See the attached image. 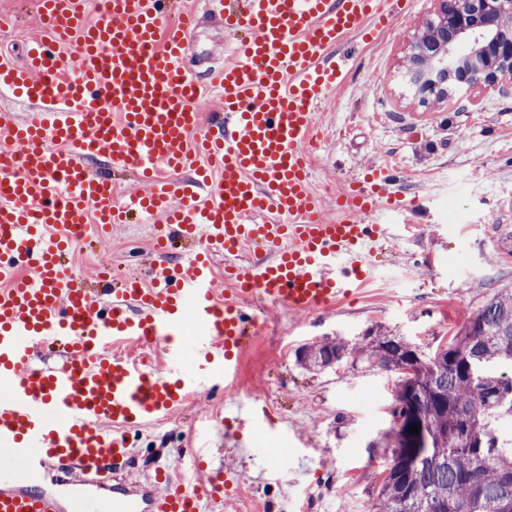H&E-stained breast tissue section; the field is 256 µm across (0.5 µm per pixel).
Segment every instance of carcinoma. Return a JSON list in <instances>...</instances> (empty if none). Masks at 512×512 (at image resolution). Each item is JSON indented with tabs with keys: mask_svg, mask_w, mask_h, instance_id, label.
<instances>
[{
	"mask_svg": "<svg viewBox=\"0 0 512 512\" xmlns=\"http://www.w3.org/2000/svg\"><path fill=\"white\" fill-rule=\"evenodd\" d=\"M346 352L340 341H323L304 346L299 362L322 369ZM368 355L382 367H412L433 448L432 456H409L393 470L380 485L375 512H512V438L499 433L501 422L512 423V378L497 370L512 365V294L491 299L430 359L380 332L370 338Z\"/></svg>",
	"mask_w": 512,
	"mask_h": 512,
	"instance_id": "1",
	"label": "carcinoma"
}]
</instances>
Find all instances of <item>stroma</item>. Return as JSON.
Masks as SVG:
<instances>
[{
  "mask_svg": "<svg viewBox=\"0 0 512 512\" xmlns=\"http://www.w3.org/2000/svg\"><path fill=\"white\" fill-rule=\"evenodd\" d=\"M437 10V0H406L388 33L370 42L351 36L348 71L316 116L327 141L311 150L312 187L323 193L327 218L336 216L337 193L376 165L399 168L397 192L417 203L406 223L373 214L395 226L376 257L378 278L327 310L261 307L265 325L242 353L234 384L197 394L167 425L133 433L137 476L180 466L188 445L208 433L216 462L242 483L226 512H238L244 498L260 508L290 493L307 499L308 512H373L395 450L403 375L368 360L370 335L400 337L429 357L488 301L512 292V80L421 106L403 57ZM1 11L20 25L0 40V55L23 62L28 42L43 34L39 21L29 0H0ZM149 234L146 224H118L103 245L77 247L72 265L83 287H93L98 266L133 273L151 262ZM334 339L348 349L341 364H298L300 347ZM244 397L254 415L230 424L242 442L235 448L207 417ZM267 458L277 469L271 477Z\"/></svg>",
  "mask_w": 512,
  "mask_h": 512,
  "instance_id": "obj_1",
  "label": "stroma"
}]
</instances>
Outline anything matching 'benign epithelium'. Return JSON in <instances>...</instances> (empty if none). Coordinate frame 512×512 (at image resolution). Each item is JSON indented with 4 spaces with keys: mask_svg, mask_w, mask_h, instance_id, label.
Returning a JSON list of instances; mask_svg holds the SVG:
<instances>
[{
    "mask_svg": "<svg viewBox=\"0 0 512 512\" xmlns=\"http://www.w3.org/2000/svg\"><path fill=\"white\" fill-rule=\"evenodd\" d=\"M427 40L444 37L448 72L435 68L427 55L408 63L411 81L425 98H442L475 84L512 75V0H440L438 22L422 26Z\"/></svg>",
    "mask_w": 512,
    "mask_h": 512,
    "instance_id": "1",
    "label": "benign epithelium"
}]
</instances>
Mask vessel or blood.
Returning a JSON list of instances; mask_svg holds the SVG:
<instances>
[{"instance_id":"1","label":"vessel or blood","mask_w":512,"mask_h":512,"mask_svg":"<svg viewBox=\"0 0 512 512\" xmlns=\"http://www.w3.org/2000/svg\"><path fill=\"white\" fill-rule=\"evenodd\" d=\"M208 2L200 13L176 0H35L43 37L23 67L0 59L1 88L47 105L25 121L0 115L20 150L0 170V512H99L106 491L112 512H221L241 484L203 446L185 453L190 478L159 468L133 481L129 431L236 376L256 333L249 298L331 308L372 277L392 237L365 221L379 203L399 205L389 171L372 169L366 189L349 184L331 221L306 146L347 67L342 47L389 31L402 0ZM205 24L246 31L209 78L187 66ZM215 88L224 109L205 129ZM185 170L193 180H178ZM124 171L142 189L122 203L112 177ZM90 209L100 237L129 210L163 216L154 249L180 235L188 254L149 267L153 287L139 276L113 287L105 270L88 292L64 230ZM216 255L231 285L222 298ZM51 346L59 364L36 367Z\"/></svg>"}]
</instances>
